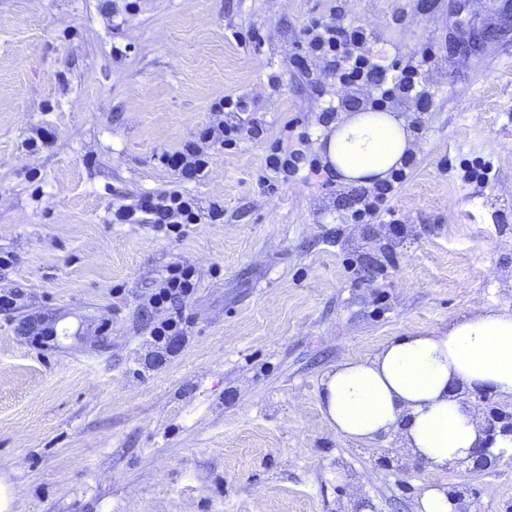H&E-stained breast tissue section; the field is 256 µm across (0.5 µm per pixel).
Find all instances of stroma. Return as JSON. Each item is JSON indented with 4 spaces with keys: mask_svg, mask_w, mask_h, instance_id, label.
Returning a JSON list of instances; mask_svg holds the SVG:
<instances>
[{
    "mask_svg": "<svg viewBox=\"0 0 512 512\" xmlns=\"http://www.w3.org/2000/svg\"><path fill=\"white\" fill-rule=\"evenodd\" d=\"M313 21L373 31L397 64L436 55L428 111L387 103L416 143L397 223L344 220L350 185L265 180L284 122L314 136L329 100L375 95L336 90L327 61L294 66ZM227 95L263 140L208 143L179 183L162 155L222 122ZM475 158L486 184L460 180ZM176 187L222 223L178 239L113 223ZM0 256V289L22 292L0 315L7 512H413L428 470L395 440L337 436L321 380L405 331L512 307V0H0ZM175 262L197 290L166 348L146 300ZM33 319L50 348L24 338ZM443 480L471 512H512L510 457Z\"/></svg>",
    "mask_w": 512,
    "mask_h": 512,
    "instance_id": "35a3bbf8",
    "label": "stroma"
}]
</instances>
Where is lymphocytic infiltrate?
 Masks as SVG:
<instances>
[{
  "instance_id": "f902f5d3",
  "label": "lymphocytic infiltrate",
  "mask_w": 512,
  "mask_h": 512,
  "mask_svg": "<svg viewBox=\"0 0 512 512\" xmlns=\"http://www.w3.org/2000/svg\"><path fill=\"white\" fill-rule=\"evenodd\" d=\"M372 40L371 31L359 26L340 23L314 22L304 30L306 55L296 56L295 62L302 69H310L317 59L327 60L329 76L337 87L372 86L377 95L374 107L381 108L394 96L401 95L426 105L431 94L420 80L419 68L408 64L404 67L386 65L382 56L370 52L367 45ZM224 120L215 126L204 128L197 139L184 144L182 150L164 156L163 161L177 175L179 181L194 179L207 169L212 156L204 149L206 142H220L224 148L236 147L245 140H258L264 135V125L257 119L247 117V102L242 97L225 96L217 105ZM306 134L296 133L294 123H285L279 141H276L265 163L269 171L281 180H289L308 170L309 174L322 176L323 186L334 181L332 171L322 170L315 159L307 156L303 147ZM405 169L391 173L389 179L355 194V209L351 214L355 222L369 221L389 213L388 200L405 182ZM224 215L220 207L201 211L193 197L173 189L157 195H145L136 205H121L113 209L112 221L116 224H148L165 236L182 237L188 226L202 221L217 222ZM197 290L194 270L187 265L175 263L168 266L161 285L148 298L153 309L167 310L166 319L152 328L155 342L169 344L185 332L187 318L184 304Z\"/></svg>"
}]
</instances>
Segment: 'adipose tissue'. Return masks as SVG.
I'll return each instance as SVG.
<instances>
[{"label":"adipose tissue","instance_id":"adipose-tissue-1","mask_svg":"<svg viewBox=\"0 0 512 512\" xmlns=\"http://www.w3.org/2000/svg\"><path fill=\"white\" fill-rule=\"evenodd\" d=\"M312 148L338 182L371 185L389 179L415 145L404 116L367 109L344 114ZM321 386L322 411L342 438L366 444L391 437L427 462L432 478L414 512H456L441 476L485 439L477 410L457 393L512 400V310L489 308L404 332L370 358L341 361Z\"/></svg>","mask_w":512,"mask_h":512}]
</instances>
